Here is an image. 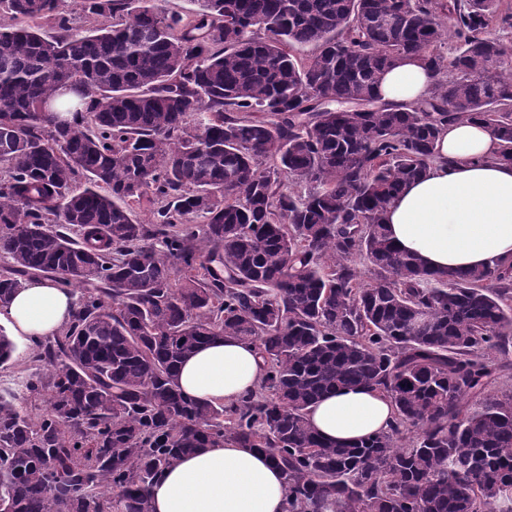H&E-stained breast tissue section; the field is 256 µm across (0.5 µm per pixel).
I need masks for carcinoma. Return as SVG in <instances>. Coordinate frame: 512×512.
<instances>
[{
    "label": "carcinoma",
    "instance_id": "obj_1",
    "mask_svg": "<svg viewBox=\"0 0 512 512\" xmlns=\"http://www.w3.org/2000/svg\"><path fill=\"white\" fill-rule=\"evenodd\" d=\"M193 2L75 0L79 29L65 0H0V305L35 274L80 290L31 356L44 411L0 396V504L153 512L158 472L227 437L280 467L288 512H512V395L482 398L512 354V263L432 272L386 223L444 125L481 122L512 163L500 0ZM407 56L440 78L382 101ZM226 336L265 378L198 402L178 366ZM14 352L0 329V367ZM355 387L395 424L325 441L308 409Z\"/></svg>",
    "mask_w": 512,
    "mask_h": 512
}]
</instances>
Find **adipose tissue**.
<instances>
[{"instance_id":"1","label":"adipose tissue","mask_w":512,"mask_h":512,"mask_svg":"<svg viewBox=\"0 0 512 512\" xmlns=\"http://www.w3.org/2000/svg\"><path fill=\"white\" fill-rule=\"evenodd\" d=\"M433 72L410 56L389 69L378 89L387 102L424 99ZM498 144L478 122L443 127L438 158L392 203L388 229L394 244L436 271H464L512 262V164L496 161ZM75 296L55 281L33 279L0 306V324L39 339L69 322ZM265 368L254 344L236 338L212 342L179 367L180 389L193 399L233 404L255 390ZM328 441H351L387 431L389 401L369 388L332 392L308 412ZM153 512H285L279 468L263 451L228 438L162 469L152 488Z\"/></svg>"}]
</instances>
